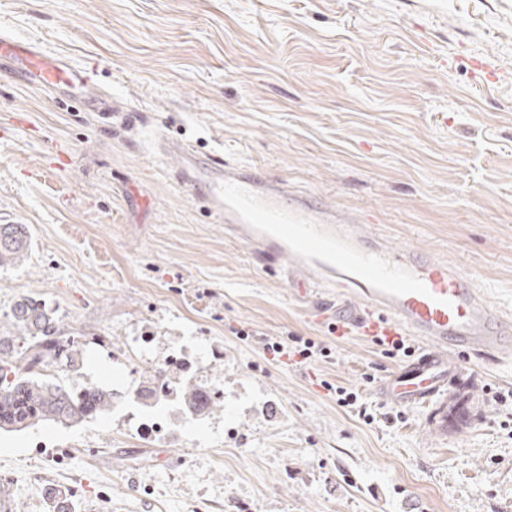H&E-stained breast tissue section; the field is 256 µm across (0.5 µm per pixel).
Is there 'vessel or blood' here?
<instances>
[{
	"label": "vessel or blood",
	"instance_id": "1",
	"mask_svg": "<svg viewBox=\"0 0 512 512\" xmlns=\"http://www.w3.org/2000/svg\"><path fill=\"white\" fill-rule=\"evenodd\" d=\"M0 70L46 88L87 92V105L103 113L112 109L109 99L93 92L85 67L51 57L38 46L1 36ZM162 149L180 158L174 176L178 187L202 198L214 219L250 243L253 256L311 268L316 273L312 288L342 294L338 333L392 339L405 331L422 340L415 357L378 384L384 402L431 403L440 422H447L442 399L461 359L491 356L512 343V320L489 307L462 270L411 249L361 241L343 215L316 208L306 196L251 169L225 165L223 157L204 159L169 141Z\"/></svg>",
	"mask_w": 512,
	"mask_h": 512
}]
</instances>
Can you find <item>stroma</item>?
<instances>
[{
  "label": "stroma",
  "instance_id": "35a3bbf8",
  "mask_svg": "<svg viewBox=\"0 0 512 512\" xmlns=\"http://www.w3.org/2000/svg\"><path fill=\"white\" fill-rule=\"evenodd\" d=\"M0 33L94 69L115 108L0 77V224L32 240L0 266V331L36 298L85 336L81 383L119 395L73 427L0 431L14 512H48V485L78 512H512V346L466 363L446 428L384 403L405 356L332 333L335 292L254 261L160 150L256 169L464 270L512 318V0H0ZM242 329L332 354L274 359ZM178 344L220 352L197 381L224 396L194 419L171 395L149 438L132 394ZM336 403L342 408H349L359 416H362L366 420L374 421L375 417L373 412H370L369 407L363 402L361 395L358 390L350 389L344 386H336Z\"/></svg>",
  "mask_w": 512,
  "mask_h": 512
}]
</instances>
